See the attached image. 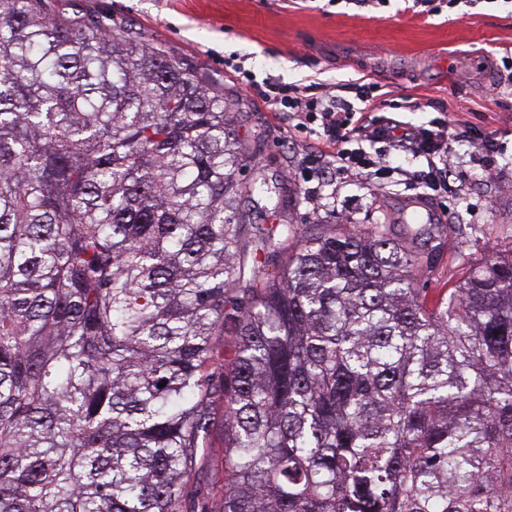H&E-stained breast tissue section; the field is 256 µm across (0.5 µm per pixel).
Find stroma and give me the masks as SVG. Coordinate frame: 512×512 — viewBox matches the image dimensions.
<instances>
[{"label":"stroma","instance_id":"stroma-1","mask_svg":"<svg viewBox=\"0 0 512 512\" xmlns=\"http://www.w3.org/2000/svg\"><path fill=\"white\" fill-rule=\"evenodd\" d=\"M431 16L402 0L360 8L348 0H48L50 13L86 16L122 28L140 43L158 46L211 88L232 97L233 120L249 132V152L267 183L284 200L287 222L362 225L392 222L406 233L408 186L329 168L316 137L287 127L269 104L247 90L224 65L242 61L257 81L276 78L309 87L312 95L361 84L375 88L383 115L401 126H424L449 116L474 134H490L500 151L480 170L469 142L453 143L450 159L470 177L448 196L428 199V224H463L465 236L444 234L418 272L435 299L477 262L512 244V9L498 0H431ZM499 94H490L491 85ZM208 446L195 463L184 512H221L203 500L221 483L224 401L212 399Z\"/></svg>","mask_w":512,"mask_h":512}]
</instances>
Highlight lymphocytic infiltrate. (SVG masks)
I'll use <instances>...</instances> for the list:
<instances>
[{
  "label": "lymphocytic infiltrate",
  "mask_w": 512,
  "mask_h": 512,
  "mask_svg": "<svg viewBox=\"0 0 512 512\" xmlns=\"http://www.w3.org/2000/svg\"><path fill=\"white\" fill-rule=\"evenodd\" d=\"M259 91L283 120L296 122L301 128L307 121L317 122L323 150L337 169L352 168L370 180L393 177L395 170L386 153H370L364 148L365 143L384 141L392 150L424 159L423 169L414 172L411 180L426 184L435 195L446 194L456 181L466 177L465 172L450 170L448 162L452 142L472 135L461 120L398 129L376 115L373 95L362 85L351 87L349 94L325 100L310 96L305 87L271 78Z\"/></svg>",
  "instance_id": "obj_1"
}]
</instances>
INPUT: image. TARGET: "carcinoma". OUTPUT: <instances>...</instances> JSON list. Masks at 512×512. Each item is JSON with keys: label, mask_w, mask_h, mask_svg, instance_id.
I'll list each match as a JSON object with an SVG mask.
<instances>
[{"label": "carcinoma", "mask_w": 512, "mask_h": 512, "mask_svg": "<svg viewBox=\"0 0 512 512\" xmlns=\"http://www.w3.org/2000/svg\"><path fill=\"white\" fill-rule=\"evenodd\" d=\"M44 2L0 0V512H182L218 392L221 512H512V246L430 300L437 224L256 223L224 94Z\"/></svg>", "instance_id": "obj_1"}]
</instances>
